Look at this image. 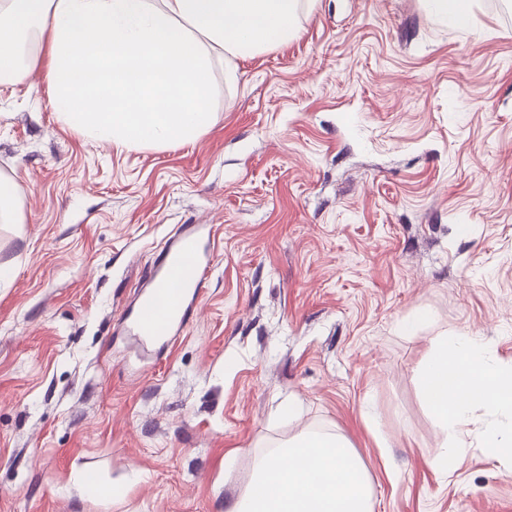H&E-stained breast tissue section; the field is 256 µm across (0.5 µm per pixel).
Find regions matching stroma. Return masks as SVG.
Returning <instances> with one entry per match:
<instances>
[{
  "label": "stroma",
  "instance_id": "stroma-1",
  "mask_svg": "<svg viewBox=\"0 0 512 512\" xmlns=\"http://www.w3.org/2000/svg\"><path fill=\"white\" fill-rule=\"evenodd\" d=\"M302 4L292 41L217 73L192 143L103 148L42 72L0 84L25 214L0 224V512H224L308 430L353 445L374 512H512L487 416L441 468L417 375L439 336L512 364V0L464 31L422 0ZM189 224L214 261L143 351L123 318Z\"/></svg>",
  "mask_w": 512,
  "mask_h": 512
}]
</instances>
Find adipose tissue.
<instances>
[{
	"label": "adipose tissue",
	"instance_id": "adipose-tissue-1",
	"mask_svg": "<svg viewBox=\"0 0 512 512\" xmlns=\"http://www.w3.org/2000/svg\"><path fill=\"white\" fill-rule=\"evenodd\" d=\"M301 0H0V81L44 68L50 107L103 146L165 149L215 123L216 71L288 43ZM423 398L456 442L472 410L486 448L512 447V366L471 336L432 342ZM367 469L342 436L305 432L261 459L224 512H372Z\"/></svg>",
	"mask_w": 512,
	"mask_h": 512
}]
</instances>
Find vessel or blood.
<instances>
[{"mask_svg":"<svg viewBox=\"0 0 512 512\" xmlns=\"http://www.w3.org/2000/svg\"><path fill=\"white\" fill-rule=\"evenodd\" d=\"M212 255L196 231L182 233L169 247L152 288L131 312L127 330L143 346L165 344L184 325L188 300L196 294Z\"/></svg>","mask_w":512,"mask_h":512,"instance_id":"1","label":"vessel or blood"}]
</instances>
